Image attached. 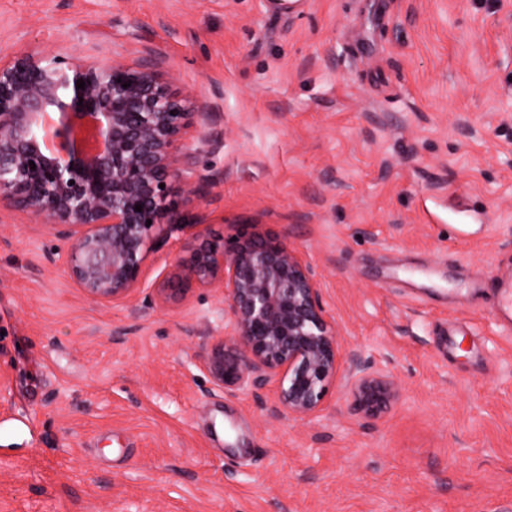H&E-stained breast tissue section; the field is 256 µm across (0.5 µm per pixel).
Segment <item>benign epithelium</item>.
Wrapping results in <instances>:
<instances>
[{"label":"benign epithelium","instance_id":"obj_1","mask_svg":"<svg viewBox=\"0 0 512 512\" xmlns=\"http://www.w3.org/2000/svg\"><path fill=\"white\" fill-rule=\"evenodd\" d=\"M200 119L207 113L189 111L150 61L45 64L20 51L0 63V205L60 227L72 240L69 276L88 298L125 299L150 252L194 223L172 193L194 164L184 139ZM196 289L222 292L232 326L207 355L216 386L274 382V411L299 419L321 409L342 368L363 415L398 399L391 376L342 355L311 268L279 237L197 238L157 296L177 303Z\"/></svg>","mask_w":512,"mask_h":512}]
</instances>
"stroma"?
I'll return each mask as SVG.
<instances>
[{"mask_svg": "<svg viewBox=\"0 0 512 512\" xmlns=\"http://www.w3.org/2000/svg\"><path fill=\"white\" fill-rule=\"evenodd\" d=\"M0 0V59H154L209 126L196 217L128 298L69 277L57 226L0 211V512H512V0ZM271 231L343 354L392 376L370 420L205 370L224 299L156 288L196 237ZM482 274L480 292L471 279Z\"/></svg>", "mask_w": 512, "mask_h": 512, "instance_id": "1", "label": "stroma"}]
</instances>
